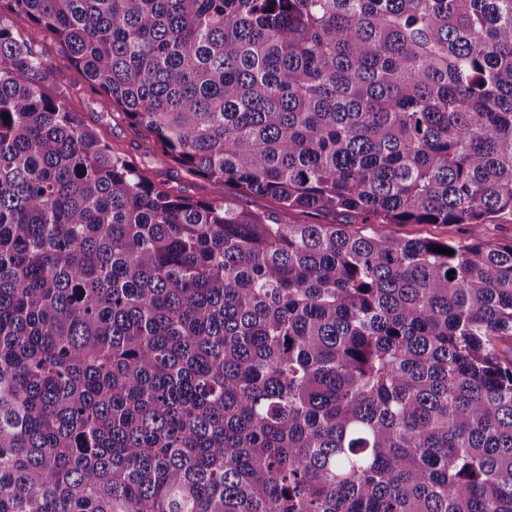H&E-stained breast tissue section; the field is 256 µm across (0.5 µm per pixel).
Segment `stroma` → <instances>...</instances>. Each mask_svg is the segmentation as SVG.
Returning a JSON list of instances; mask_svg holds the SVG:
<instances>
[{"mask_svg":"<svg viewBox=\"0 0 512 512\" xmlns=\"http://www.w3.org/2000/svg\"><path fill=\"white\" fill-rule=\"evenodd\" d=\"M11 23L52 65L54 75L47 83L48 89L69 87L72 91L68 101L70 110L114 152L144 169L153 183L171 194L192 199H205L213 195L212 184L187 169L178 165L155 164L154 158L160 148L146 131L130 125L118 113L101 112L96 95L88 88L81 73L66 67L61 61L60 49L55 41L36 30L24 15L12 16Z\"/></svg>","mask_w":512,"mask_h":512,"instance_id":"35a3bbf8","label":"stroma"}]
</instances>
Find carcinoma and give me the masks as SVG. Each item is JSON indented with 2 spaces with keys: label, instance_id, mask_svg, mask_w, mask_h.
Here are the masks:
<instances>
[{
  "label": "carcinoma",
  "instance_id": "carcinoma-1",
  "mask_svg": "<svg viewBox=\"0 0 512 512\" xmlns=\"http://www.w3.org/2000/svg\"><path fill=\"white\" fill-rule=\"evenodd\" d=\"M504 217L512 0H0V512H512ZM11 24L21 36L31 41L41 55L54 68V76L47 83L55 92L58 86L69 87L74 93L68 100L69 108L92 129L100 140L112 150L125 156L161 189L174 195L192 199H205L214 194L207 180L179 165H156L154 158L160 152L158 143L146 131L123 120L118 112H101L96 95L88 88L80 72L67 68L60 59L59 46L44 33L36 30L22 14L11 16ZM236 203L240 209L260 214L273 212L279 206L275 200L257 195L237 196ZM293 220L297 224H348L347 229L351 232H361L368 227L363 225V219L358 216H346L334 212H322L312 214L296 211ZM378 231L397 238L461 239L468 235L463 225L445 224H374Z\"/></svg>",
  "mask_w": 512,
  "mask_h": 512
}]
</instances>
